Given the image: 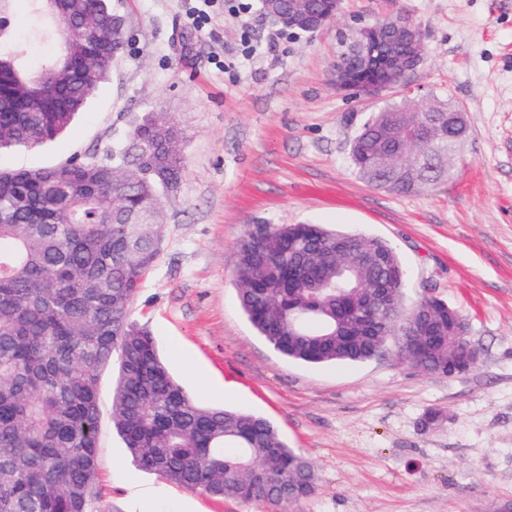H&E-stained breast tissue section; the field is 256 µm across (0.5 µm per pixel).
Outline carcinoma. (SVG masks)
Masks as SVG:
<instances>
[{
  "label": "carcinoma",
  "instance_id": "1",
  "mask_svg": "<svg viewBox=\"0 0 512 512\" xmlns=\"http://www.w3.org/2000/svg\"><path fill=\"white\" fill-rule=\"evenodd\" d=\"M57 24L62 54L36 70L0 48V148L65 132L124 53L126 26L110 0H32ZM16 0H0V45ZM448 105L402 102L372 112L350 157L368 184L429 192L458 171ZM182 132L154 112L105 158L0 170V512H91L98 470L100 374L118 360L112 428L131 461L164 481L280 512L310 498L314 464L270 420L200 405L174 378L131 305L165 237L161 193L181 184ZM242 312L275 351L309 365L371 362L402 343L409 322L468 334L442 300L404 305L405 273L384 240L323 224H257L237 244ZM375 285L382 311L359 309ZM453 377L448 345L424 356Z\"/></svg>",
  "mask_w": 512,
  "mask_h": 512
}]
</instances>
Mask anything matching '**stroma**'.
<instances>
[{"instance_id": "obj_1", "label": "stroma", "mask_w": 512, "mask_h": 512, "mask_svg": "<svg viewBox=\"0 0 512 512\" xmlns=\"http://www.w3.org/2000/svg\"><path fill=\"white\" fill-rule=\"evenodd\" d=\"M260 0H112L129 41L63 135L0 150V168L55 167L120 145L152 112L174 113L186 173L163 195L165 238L132 304L199 402L261 414L314 463L298 512H504L512 507V0H341L313 33L267 19ZM406 17L425 58L405 86L351 98L329 74L341 35ZM11 50L61 49L19 0ZM463 111L461 172L427 194L364 182L349 149L369 112L401 101ZM255 224H327L386 240L407 272L406 303L458 309L479 350L448 377L405 362L314 367L283 359L242 313L237 243ZM93 512H274L213 498L136 468L112 429V372L100 380ZM444 412L438 428L422 423Z\"/></svg>"}]
</instances>
